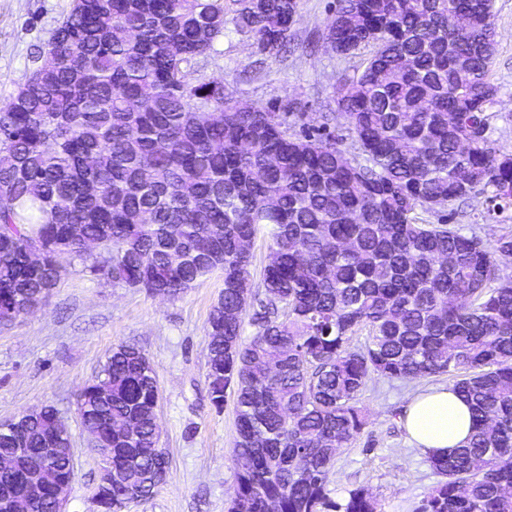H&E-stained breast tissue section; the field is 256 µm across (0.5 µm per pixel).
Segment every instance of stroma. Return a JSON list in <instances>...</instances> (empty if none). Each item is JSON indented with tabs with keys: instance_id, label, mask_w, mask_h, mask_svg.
<instances>
[{
	"instance_id": "obj_1",
	"label": "stroma",
	"mask_w": 512,
	"mask_h": 512,
	"mask_svg": "<svg viewBox=\"0 0 512 512\" xmlns=\"http://www.w3.org/2000/svg\"><path fill=\"white\" fill-rule=\"evenodd\" d=\"M334 0H300L287 60L261 57L234 30L214 43L207 78L228 97L290 109L298 127L316 128L337 111L339 79L353 75L363 52L336 53L326 44ZM72 0H0V104L21 86L46 54L53 31ZM497 52L490 79L499 88L490 107L488 135L512 153V0H494ZM65 272L44 304L0 326V422L27 409L54 406L75 450L74 478L65 512H99L94 490L100 460L78 416V393L102 368L112 349L136 346L154 364L160 390L159 445L169 458L164 482L146 501L124 512H227L236 488L233 401L216 411L208 399L206 321L224 288L214 272L180 297L112 285L79 261ZM447 377L368 379L360 404L368 414L361 434L343 448L329 488L334 500L364 484L379 512H415L440 477L413 448L402 424L407 404Z\"/></svg>"
}]
</instances>
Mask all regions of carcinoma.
Listing matches in <instances>:
<instances>
[{"instance_id": "1", "label": "carcinoma", "mask_w": 512, "mask_h": 512, "mask_svg": "<svg viewBox=\"0 0 512 512\" xmlns=\"http://www.w3.org/2000/svg\"><path fill=\"white\" fill-rule=\"evenodd\" d=\"M471 4L336 0L327 37L345 55L368 51L362 72L339 80L349 158L332 132L292 129L275 103L186 80L230 26L263 55L286 52L298 0H73L45 61L0 106V325L49 295L63 255L173 299L221 270L207 381L218 410L235 394L230 512H378L365 485L342 501L328 489L340 449L367 425L372 375H447L473 411L466 444L428 458L444 481L419 512H512V275L495 259L512 256V233L486 243L441 215L486 188L481 219L512 208V158L486 136L493 8ZM261 231L272 245L255 291ZM157 389L152 361L120 344L79 396L83 425L112 449L102 512L149 498L168 470L153 448ZM57 416L44 405L20 432L0 426V457L24 469L52 447L68 476ZM14 482L0 473V512H54L30 507Z\"/></svg>"}]
</instances>
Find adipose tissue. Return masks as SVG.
Segmentation results:
<instances>
[{
    "instance_id": "obj_1",
    "label": "adipose tissue",
    "mask_w": 512,
    "mask_h": 512,
    "mask_svg": "<svg viewBox=\"0 0 512 512\" xmlns=\"http://www.w3.org/2000/svg\"><path fill=\"white\" fill-rule=\"evenodd\" d=\"M403 425L412 445L423 455H443L467 440L472 415L469 406L454 391L436 386L413 398Z\"/></svg>"
}]
</instances>
